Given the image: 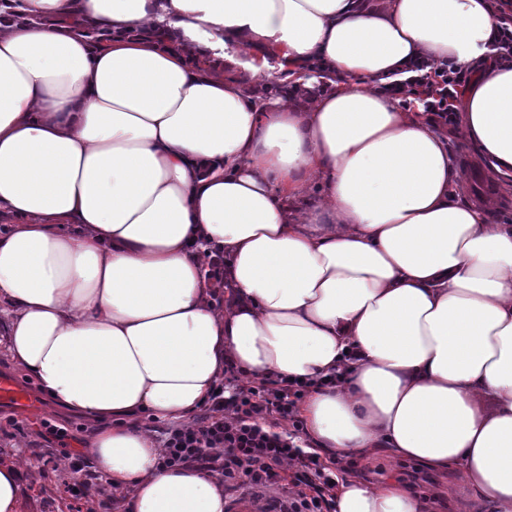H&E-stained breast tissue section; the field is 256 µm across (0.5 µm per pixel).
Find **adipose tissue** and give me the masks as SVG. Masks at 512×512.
Returning <instances> with one entry per match:
<instances>
[{
  "mask_svg": "<svg viewBox=\"0 0 512 512\" xmlns=\"http://www.w3.org/2000/svg\"><path fill=\"white\" fill-rule=\"evenodd\" d=\"M485 0H22L0 10V304L7 350L97 426L126 512H226L158 468L136 419H186L224 381H316L331 458L457 469L460 512H512V224L464 201L427 112L388 85L469 72L467 145L512 177V68ZM251 49L249 57L236 53ZM288 72L266 99L240 73ZM224 255V302L204 252ZM336 512H426L396 480Z\"/></svg>",
  "mask_w": 512,
  "mask_h": 512,
  "instance_id": "ef3b65f1",
  "label": "adipose tissue"
}]
</instances>
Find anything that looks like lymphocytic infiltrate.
<instances>
[{
    "instance_id": "f902f5d3",
    "label": "lymphocytic infiltrate",
    "mask_w": 512,
    "mask_h": 512,
    "mask_svg": "<svg viewBox=\"0 0 512 512\" xmlns=\"http://www.w3.org/2000/svg\"><path fill=\"white\" fill-rule=\"evenodd\" d=\"M417 70L412 80L389 86V93L413 98L444 124L456 125L463 71L433 59ZM224 387L203 413L163 432L159 467L200 465L220 473L225 490L257 491L279 512H335L336 476L354 471L355 463L340 458L327 465L308 451L300 417L308 383L245 380L230 366Z\"/></svg>"
}]
</instances>
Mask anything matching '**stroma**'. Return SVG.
<instances>
[{"label":"stroma","instance_id":"35a3bbf8","mask_svg":"<svg viewBox=\"0 0 512 512\" xmlns=\"http://www.w3.org/2000/svg\"><path fill=\"white\" fill-rule=\"evenodd\" d=\"M4 372L14 375L36 400L34 411L26 415L0 408V460L16 464L24 472L21 512H68L72 507L78 512H95L98 496L74 499L58 474L47 471L43 461L44 456L55 448L84 452L85 442L91 437L92 423L81 415L53 405L36 380L10 358L5 343L1 342L0 373ZM47 422L65 430V437L43 440L40 433ZM459 478V472L454 469L440 474L419 470L416 476L418 494L429 499L432 512H458L451 490Z\"/></svg>","mask_w":512,"mask_h":512}]
</instances>
